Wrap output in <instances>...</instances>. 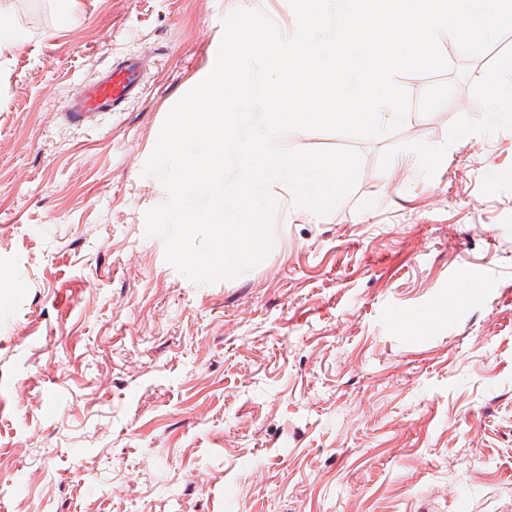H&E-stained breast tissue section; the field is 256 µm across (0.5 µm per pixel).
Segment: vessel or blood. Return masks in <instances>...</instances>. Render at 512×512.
<instances>
[{
  "label": "vessel or blood",
  "instance_id": "obj_1",
  "mask_svg": "<svg viewBox=\"0 0 512 512\" xmlns=\"http://www.w3.org/2000/svg\"><path fill=\"white\" fill-rule=\"evenodd\" d=\"M145 62L137 56L120 59L69 95L60 114L68 125L92 127L99 117L118 112L144 90Z\"/></svg>",
  "mask_w": 512,
  "mask_h": 512
}]
</instances>
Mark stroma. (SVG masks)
I'll list each match as a JSON object with an SVG mask.
<instances>
[{
	"mask_svg": "<svg viewBox=\"0 0 512 512\" xmlns=\"http://www.w3.org/2000/svg\"><path fill=\"white\" fill-rule=\"evenodd\" d=\"M61 2L14 0L28 38L0 55V512H512V105L489 89L512 34L475 58L441 36L447 69L395 78L397 133L281 136L356 150L353 192L278 206L263 263L197 284L145 234L168 195L144 165L223 18L289 37L295 14L77 0L64 26ZM127 55L143 97L59 119Z\"/></svg>",
	"mask_w": 512,
	"mask_h": 512,
	"instance_id": "1",
	"label": "stroma"
}]
</instances>
